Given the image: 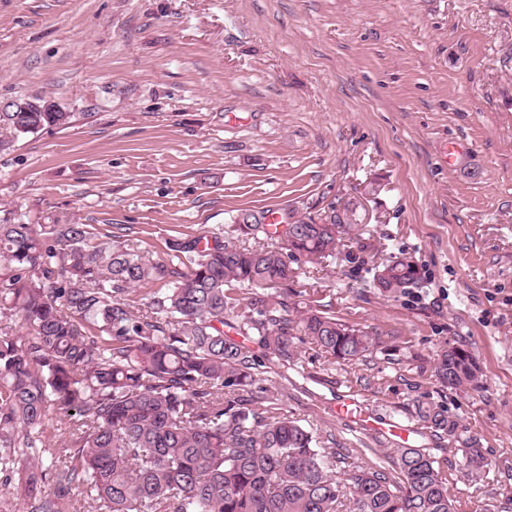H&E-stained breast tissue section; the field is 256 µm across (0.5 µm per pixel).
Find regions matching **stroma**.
Segmentation results:
<instances>
[{
  "mask_svg": "<svg viewBox=\"0 0 512 512\" xmlns=\"http://www.w3.org/2000/svg\"><path fill=\"white\" fill-rule=\"evenodd\" d=\"M33 95L75 118L0 155V217L91 224L157 260L244 212L352 206L290 288L377 345L351 363L301 345L258 385L339 471L390 469L395 446L336 420L352 398L409 428L455 512H512V0H0V101ZM400 254L424 284L382 296L372 270ZM457 344L481 391L437 379ZM421 403L477 440L479 473ZM416 416L433 432L448 435L449 443L455 438L459 425L443 407L418 404Z\"/></svg>",
  "mask_w": 512,
  "mask_h": 512,
  "instance_id": "stroma-1",
  "label": "stroma"
}]
</instances>
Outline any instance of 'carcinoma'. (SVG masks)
Segmentation results:
<instances>
[{
	"mask_svg": "<svg viewBox=\"0 0 512 512\" xmlns=\"http://www.w3.org/2000/svg\"><path fill=\"white\" fill-rule=\"evenodd\" d=\"M71 112L0 111V154L44 130L72 123ZM270 232L264 212H245L223 233L165 241L166 258L90 224H25L0 219V315L17 316L23 336L0 335V474L17 477L10 495L67 512L82 486L104 512H454L447 479L422 448L394 451L399 480L357 466L336 477V452L318 446L299 421L260 408L240 333L274 366L307 342L327 359L353 361L373 334L291 300L289 258L319 264L350 225L288 209ZM258 234L276 246H246ZM423 274L406 257L375 267L385 297L413 294ZM248 290L246 303L227 286ZM152 286L136 314L128 296ZM436 375L450 389L481 387L472 353L446 346ZM59 410L69 442L65 465L40 466L46 429ZM427 428L453 439L458 423L441 406L416 408ZM478 443L464 466L480 468Z\"/></svg>",
	"mask_w": 512,
	"mask_h": 512,
	"instance_id": "1",
	"label": "carcinoma"
}]
</instances>
